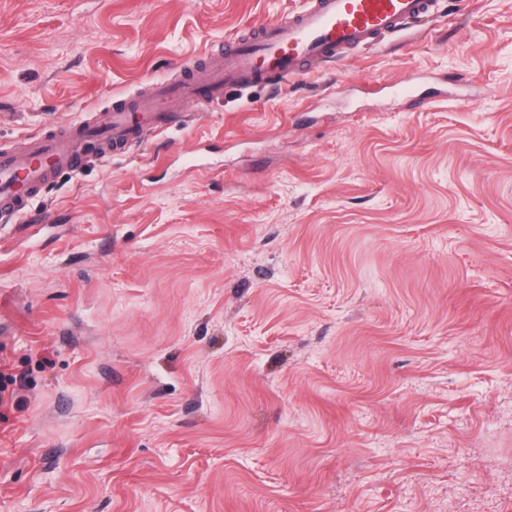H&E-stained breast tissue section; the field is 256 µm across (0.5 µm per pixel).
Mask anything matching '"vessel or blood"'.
<instances>
[{
    "instance_id": "obj_1",
    "label": "vessel or blood",
    "mask_w": 512,
    "mask_h": 512,
    "mask_svg": "<svg viewBox=\"0 0 512 512\" xmlns=\"http://www.w3.org/2000/svg\"><path fill=\"white\" fill-rule=\"evenodd\" d=\"M434 0H307L298 13L244 30L183 66L177 80L159 78L148 93L115 96L111 107L65 128H49L23 147L0 151V214L23 220L62 173L102 163L163 129L187 123L194 108L223 101L230 89L288 80L351 49H369L428 18Z\"/></svg>"
}]
</instances>
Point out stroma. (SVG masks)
<instances>
[{
	"label": "stroma",
	"mask_w": 512,
	"mask_h": 512,
	"mask_svg": "<svg viewBox=\"0 0 512 512\" xmlns=\"http://www.w3.org/2000/svg\"><path fill=\"white\" fill-rule=\"evenodd\" d=\"M305 2L0 0V147ZM0 373V512H512V0L60 175Z\"/></svg>",
	"instance_id": "obj_1"
}]
</instances>
